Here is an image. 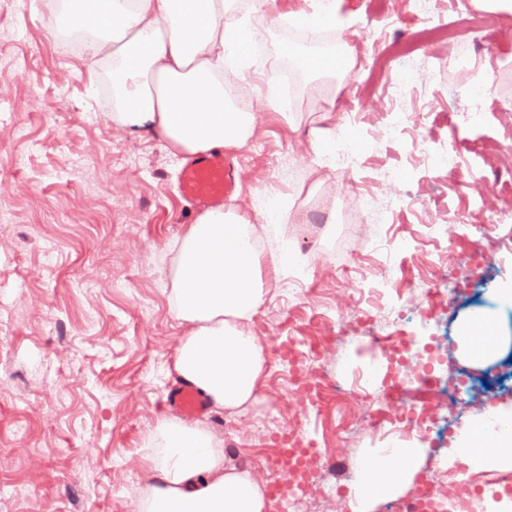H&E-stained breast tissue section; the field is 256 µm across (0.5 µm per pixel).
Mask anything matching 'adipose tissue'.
<instances>
[{
	"instance_id": "adipose-tissue-1",
	"label": "adipose tissue",
	"mask_w": 512,
	"mask_h": 512,
	"mask_svg": "<svg viewBox=\"0 0 512 512\" xmlns=\"http://www.w3.org/2000/svg\"><path fill=\"white\" fill-rule=\"evenodd\" d=\"M274 0H91L80 15L64 6L62 21L91 33L94 65L112 76V125L123 134L158 135L171 155L244 147L258 114L274 97L256 93L249 109L236 89L251 67L256 15H272ZM312 78L335 81L350 73L354 45L342 52H296ZM259 229L230 203L202 212L171 251L169 302L186 325L167 375L195 385L213 412L237 417L259 400L267 370L265 345L254 316L266 303L276 273L258 246ZM488 314L469 320L463 356L485 363L512 338L499 335V318L512 309V287L499 289ZM484 442L459 434L453 456L473 469L512 467V429L483 426ZM144 463L148 482L135 512H268L270 502L251 472L224 464V440L206 423L177 416L157 419ZM365 477L352 512H371L379 498L402 493L424 461L420 447L366 449Z\"/></svg>"
}]
</instances>
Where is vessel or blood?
Here are the masks:
<instances>
[{"instance_id": "obj_1", "label": "vessel or blood", "mask_w": 512, "mask_h": 512, "mask_svg": "<svg viewBox=\"0 0 512 512\" xmlns=\"http://www.w3.org/2000/svg\"><path fill=\"white\" fill-rule=\"evenodd\" d=\"M237 185V165L223 154H199L186 159L179 173L182 198L193 208L219 205ZM168 405L185 418L191 419L208 409V400L194 385L181 383L169 393Z\"/></svg>"}]
</instances>
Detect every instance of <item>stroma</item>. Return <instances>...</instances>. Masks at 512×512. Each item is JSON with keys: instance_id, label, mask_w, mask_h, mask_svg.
Instances as JSON below:
<instances>
[{"instance_id": "obj_1", "label": "stroma", "mask_w": 512, "mask_h": 512, "mask_svg": "<svg viewBox=\"0 0 512 512\" xmlns=\"http://www.w3.org/2000/svg\"><path fill=\"white\" fill-rule=\"evenodd\" d=\"M312 7V0H275L278 22L259 24L258 72L277 70L289 19ZM474 11L470 2L437 0L423 16L410 0H340L331 34L356 46L358 71L342 105L323 108L336 89L318 82L316 103L260 113L249 144L233 150L234 199L245 219L257 223V194L275 190L308 213L307 223L288 227L295 251L322 257L306 267V299L277 284L254 317L266 342L335 334L337 311L355 309L373 257L343 205L366 192L392 233L413 244L398 260L396 294L451 337L441 373L466 370L457 343L463 323L512 283V225L489 221L512 206V165L502 158L512 146V111L502 107L512 96V16ZM52 17L44 0H0V212L9 216L0 227V487L21 483L29 491L22 500L0 498V512H134L147 482L144 442L175 384L166 361L184 333L167 299V246L196 214L177 189L180 159L155 134L132 138L113 129L106 73L91 66L88 49L68 50L69 35L54 32ZM426 26L438 38L414 63L419 91L410 106L423 116L417 144L382 140L394 45ZM452 29L463 33L470 70L448 69ZM478 71L490 74L492 87L478 107L481 120L464 123L460 89ZM348 113L365 129L359 162L313 183L310 131L340 125ZM451 142L459 152L453 181L419 155ZM391 169L405 172L404 189L388 184ZM428 224L447 225V260L426 237ZM456 272L459 291L446 302L411 292L418 278L437 289ZM356 331V349L340 354L331 345L323 353L346 381L376 351L369 324ZM261 396L246 416L205 417L224 437L227 462L259 479L284 427L302 415L318 445L359 451L382 444L381 432L363 430L364 414L353 405L333 402L305 414L278 375L266 377ZM343 426L355 430L351 442L337 439Z\"/></svg>"}]
</instances>
